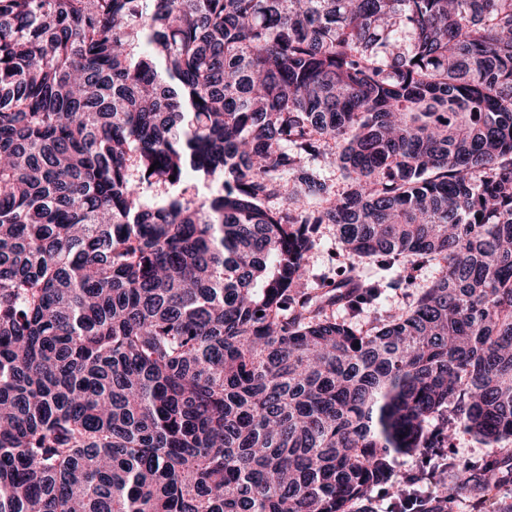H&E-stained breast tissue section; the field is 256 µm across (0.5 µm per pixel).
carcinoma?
<instances>
[{
	"label": "carcinoma",
	"mask_w": 512,
	"mask_h": 512,
	"mask_svg": "<svg viewBox=\"0 0 512 512\" xmlns=\"http://www.w3.org/2000/svg\"><path fill=\"white\" fill-rule=\"evenodd\" d=\"M511 442L512 0H0V512H419ZM331 252H334V255H331ZM308 263L314 274L327 279L335 277L342 266L354 264L342 251L333 224L322 226L320 239L309 253ZM435 276V270L424 268L418 272V277L414 283L407 288H399L396 291L387 288L382 295L381 307L378 309L365 308L356 319L357 327L367 329L384 308H392L393 310L406 308L412 302L416 292ZM487 450L488 448H484L472 437L463 433L456 435L452 447L445 448L449 455L459 458H477L487 452Z\"/></svg>",
	"instance_id": "1"
}]
</instances>
